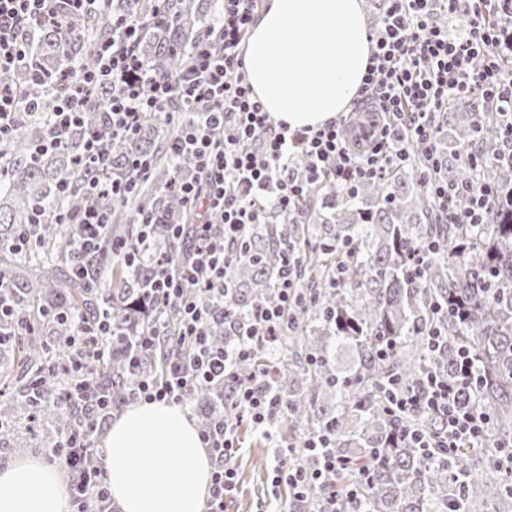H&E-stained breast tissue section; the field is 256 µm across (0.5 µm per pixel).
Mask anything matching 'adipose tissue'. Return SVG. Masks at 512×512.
<instances>
[{"label": "adipose tissue", "mask_w": 512, "mask_h": 512, "mask_svg": "<svg viewBox=\"0 0 512 512\" xmlns=\"http://www.w3.org/2000/svg\"><path fill=\"white\" fill-rule=\"evenodd\" d=\"M372 44L361 0H268L244 46L247 81L276 121L316 128L349 111ZM104 467L121 512H203L211 458L186 411L139 403L110 427ZM0 512H69L59 469H0Z\"/></svg>", "instance_id": "adipose-tissue-1"}]
</instances>
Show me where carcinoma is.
Returning a JSON list of instances; mask_svg holds the SVG:
<instances>
[{
    "mask_svg": "<svg viewBox=\"0 0 512 512\" xmlns=\"http://www.w3.org/2000/svg\"><path fill=\"white\" fill-rule=\"evenodd\" d=\"M210 0H109L63 30L29 29L24 63L0 71V84L31 90L32 73L53 84L41 95L39 110L51 112L63 91L56 76L98 66L103 44L112 41V16L134 14L145 23L139 52L155 72L176 76L188 65L196 44L213 25ZM112 87L96 88L82 111L89 126L71 128L62 145L38 150L47 129L28 119L16 122L0 150V275L13 310L0 318V377L10 388L13 412L52 419L55 433L76 428L78 413L55 407L62 376L83 365L71 346L73 321H95L108 314L126 336L110 357L93 366L96 381L111 407L127 403L129 359L134 333L168 308L142 297L139 281L150 275L144 265L131 276L112 257V240L134 244L141 211L153 213L158 251L177 256L186 244L166 232L168 224H188L192 215L172 188L173 179L193 170L191 159H173L168 142L177 128L157 117L141 127L136 148L149 162L148 177L129 197L105 198L108 227L90 269L98 279L111 273V287L100 288L80 265L67 261L66 280L49 264L31 265L22 254L2 247L21 234L33 247L68 256L77 232L74 219L84 210L86 172L78 165L88 132L112 144L107 100ZM441 136L436 152L440 177L450 184L470 182L469 149L479 147L483 179L494 186L487 224H439L420 170L424 148H408L410 160L391 167L385 177L362 185L355 194L323 184L313 190L300 218L289 222L275 212L270 223L245 231L239 257L231 266L224 309L211 318V338L222 346L243 331L249 311L276 298L275 277L287 248L305 251L296 317L276 349L286 360L299 348L300 365L275 381L288 407L291 428L309 435L328 433L333 452L347 465L327 475L309 492L292 498L293 512H321L336 498L339 512H472L486 503L490 512H512V469L502 463L498 442L512 436V157L502 155L499 115L465 116L449 104L437 115ZM43 212L33 229V212ZM431 240L438 251L422 255ZM422 263L418 275L410 269ZM342 270L334 284V272ZM441 328L444 345L428 350V331ZM470 351L479 382L466 393L492 422L491 444L460 448L453 455L417 448L404 438L409 430L437 435L443 424L422 409L402 413L387 400L394 382L415 389L428 374L458 379V350ZM266 350L234 366L247 382ZM237 384L221 391L201 390L211 412L220 407L235 417ZM292 462L312 471L317 462L301 444L291 445Z\"/></svg>",
    "mask_w": 512,
    "mask_h": 512,
    "instance_id": "obj_1",
    "label": "carcinoma"
}]
</instances>
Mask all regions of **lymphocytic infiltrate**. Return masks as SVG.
I'll return each mask as SVG.
<instances>
[{"mask_svg": "<svg viewBox=\"0 0 512 512\" xmlns=\"http://www.w3.org/2000/svg\"><path fill=\"white\" fill-rule=\"evenodd\" d=\"M96 2L0 0V70L24 59V26L33 22L61 28ZM219 2L214 25L197 46L190 65L174 77L153 72L140 56L142 23L138 18H113L115 37L103 46L99 66L65 76V93L47 120V144L59 146L62 134L82 122L81 106L91 91L111 84L112 145L127 146L128 151L123 164L116 166L112 146H104L93 135L87 138L79 164L90 174L88 203L79 218L82 232L70 245L78 259L96 250L98 232L107 224L99 198L132 193L138 180L147 175L145 159L133 149L145 119L156 115L176 125L180 135L170 143V152L188 153L196 160V175L176 183L194 222L188 228L170 227L171 238L190 235V254L177 260L154 254L150 243L153 222L146 213L141 216L136 245L118 247L127 266L152 265L153 273L143 290L174 313L172 319L146 326L135 340L136 355L155 351L164 341L174 355L160 374L132 380L128 390L132 402L183 405L214 380L235 381L234 363L251 359L257 348L270 344L288 328L302 264L300 254L292 250L285 252L277 272V302L253 307L244 333L230 347L220 350L209 342L210 306L224 301L234 248L248 227L268 223L275 211L297 217L315 185L329 182L353 193L362 184L383 177L389 166L406 160L405 143L431 144L434 117L451 101L475 102L502 113L504 146L512 152V74L506 70L512 58V0H386L381 24L369 37L372 54L358 94L360 103L376 114L360 148L351 143L350 122L343 114L315 129L293 130L272 120L253 96L242 52L259 15L258 0ZM437 172V164L429 163L422 180L434 198L441 223H485L491 187L478 181L450 186L438 179ZM204 296L210 298V305L201 304ZM122 334L112 319L105 318L78 325L72 340L87 358L100 362L109 353L104 337ZM459 368L461 381L450 382L433 374L418 390L392 391L390 401L395 408L426 407L448 423L446 433L437 437L410 434V441L419 447L453 452L466 440L485 437L487 417L464 396L473 375L469 353H461ZM275 373L271 365L260 369L237 393L239 407L262 430L282 408L274 391ZM58 406H82L93 412L53 448L71 471L72 502L77 512H89L92 503L96 512H109L111 492L103 466L89 470L79 466L95 447L99 418L111 415L109 401L98 391L92 373L80 369ZM200 437L212 460L207 512H224V500L236 488V472L230 464L239 448L235 428L218 415L201 429ZM305 445L317 455L318 469L290 467L287 446L278 445L273 486H287L298 496L323 474L343 469L341 458L328 451L329 436L307 438Z\"/></svg>", "mask_w": 512, "mask_h": 512, "instance_id": "lymphocytic-infiltrate-1", "label": "lymphocytic infiltrate"}]
</instances>
